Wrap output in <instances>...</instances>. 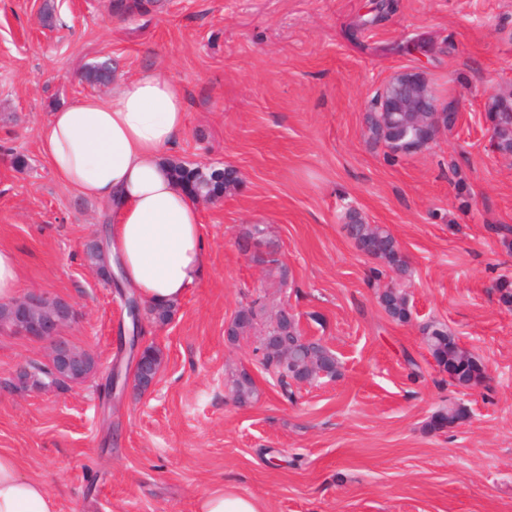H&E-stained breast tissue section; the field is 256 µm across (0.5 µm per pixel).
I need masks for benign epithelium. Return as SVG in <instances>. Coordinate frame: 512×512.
Listing matches in <instances>:
<instances>
[{"label": "benign epithelium", "instance_id": "obj_1", "mask_svg": "<svg viewBox=\"0 0 512 512\" xmlns=\"http://www.w3.org/2000/svg\"><path fill=\"white\" fill-rule=\"evenodd\" d=\"M421 73L404 69L395 72L376 94L373 112H435L436 99ZM15 318L13 333L37 343L47 344L48 352L38 368L23 364L13 373L11 383L19 380L33 385L35 390L56 388L55 378L63 372L71 382L84 380L90 365V355L79 356L73 346L61 336L62 328L78 317L68 302L46 291L33 290L10 303Z\"/></svg>", "mask_w": 512, "mask_h": 512}]
</instances>
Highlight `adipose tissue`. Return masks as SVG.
Instances as JSON below:
<instances>
[{"mask_svg": "<svg viewBox=\"0 0 512 512\" xmlns=\"http://www.w3.org/2000/svg\"><path fill=\"white\" fill-rule=\"evenodd\" d=\"M185 93L156 72L122 80L109 98L52 112L42 152L57 177L106 207L110 263L148 307L177 306L206 273L198 201L164 161L185 128ZM0 512H59L40 477L0 453Z\"/></svg>", "mask_w": 512, "mask_h": 512, "instance_id": "adipose-tissue-1", "label": "adipose tissue"}]
</instances>
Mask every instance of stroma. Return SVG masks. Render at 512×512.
I'll list each match as a JSON object with an SVG mask.
<instances>
[{
  "mask_svg": "<svg viewBox=\"0 0 512 512\" xmlns=\"http://www.w3.org/2000/svg\"><path fill=\"white\" fill-rule=\"evenodd\" d=\"M393 2L370 25L367 0H146L133 13L111 0H0V245L18 257L20 293L80 311L63 335L97 360L83 385L17 390L15 369L45 349L0 334V453L42 477L60 512H195L224 485L265 512H512V307L492 290L512 279L495 232L512 225V155L495 149L485 108L512 80V0ZM103 61L119 80L158 71L183 84L173 158L233 177L200 206L204 278L169 321L145 325L163 355L155 385L107 409L101 385L128 357L124 304L83 259L104 215L39 143L55 109L109 95L80 80ZM414 67L458 121L392 161L363 117L394 71ZM351 210L408 260L407 321L386 314L388 277L345 236ZM256 224L274 264L239 246ZM252 303V328L229 338ZM282 308L339 365L289 398L260 352ZM432 320L480 359L487 386L449 384L422 342ZM242 371L258 391L247 404L229 391ZM451 405L464 418L432 430Z\"/></svg>",
  "mask_w": 512,
  "mask_h": 512,
  "instance_id": "stroma-1",
  "label": "stroma"
}]
</instances>
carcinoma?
Wrapping results in <instances>:
<instances>
[{
    "mask_svg": "<svg viewBox=\"0 0 512 512\" xmlns=\"http://www.w3.org/2000/svg\"><path fill=\"white\" fill-rule=\"evenodd\" d=\"M112 76V67L107 63H96L84 68L81 78L92 87L100 86ZM494 136L496 147L502 154H512V97L492 100ZM415 116L407 112H368L364 123L369 140L374 144L382 143L389 149L391 157L408 153L419 148L414 140L413 125ZM169 165L178 181L183 183L194 195H218L232 182L231 173H217L171 160ZM348 238L361 253L379 260L385 268L402 277L408 274L409 266L399 243L392 234L380 224H366L355 213L348 214L344 225ZM85 258L98 274L110 279L108 262L101 250L88 248ZM385 312L396 321H405L410 311L405 294L398 288L389 287L380 296ZM257 316L255 306L251 305L238 312L228 329V335L236 337L250 327ZM423 342L437 365L448 372L450 382L456 386L471 388L481 385L485 373L480 361L467 348L459 344L458 339L448 332V328L431 321L422 326ZM301 332L295 316L284 308L279 311L274 329L265 337L263 343L262 365L272 371L283 388L291 383L308 382L313 370H318L330 378L338 372V362L332 351L319 341L300 342ZM146 352L151 357L150 373L136 371L138 385H149V377L156 376L161 369L163 358L159 349L148 346ZM231 392L240 402H247L255 395V386L251 377L243 372L233 379ZM462 412L456 407L439 410L431 421L434 429L443 428L460 419Z\"/></svg>",
    "mask_w": 512,
    "mask_h": 512,
    "instance_id": "obj_1",
    "label": "carcinoma"
}]
</instances>
